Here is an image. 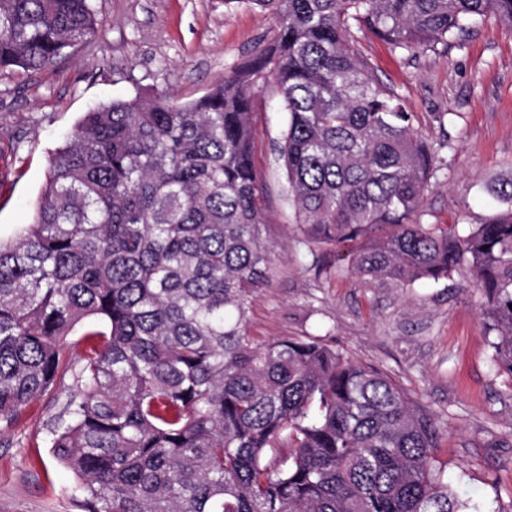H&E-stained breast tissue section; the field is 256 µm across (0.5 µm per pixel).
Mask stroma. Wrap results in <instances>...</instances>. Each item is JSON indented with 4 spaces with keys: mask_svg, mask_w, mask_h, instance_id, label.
<instances>
[{
    "mask_svg": "<svg viewBox=\"0 0 512 512\" xmlns=\"http://www.w3.org/2000/svg\"><path fill=\"white\" fill-rule=\"evenodd\" d=\"M103 21L92 41L36 72L0 74V235L28 223L50 151L81 113L152 89L189 101L205 94L277 24L224 0H92ZM359 54L413 112L438 150L417 223L467 237L494 203L489 184L512 172V30L488 19L419 56L369 34ZM267 235L268 283L255 298L256 341L312 337L391 374L448 432L438 451L449 478L463 476L485 512H512V378L496 372L489 320L469 266L408 285L363 279L342 254L307 238L288 203L271 150L286 117L273 89L254 116ZM58 381L0 438V512H70L75 477L49 452L47 424L71 385Z\"/></svg>",
    "mask_w": 512,
    "mask_h": 512,
    "instance_id": "stroma-1",
    "label": "stroma"
}]
</instances>
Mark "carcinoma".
<instances>
[{
    "mask_svg": "<svg viewBox=\"0 0 512 512\" xmlns=\"http://www.w3.org/2000/svg\"><path fill=\"white\" fill-rule=\"evenodd\" d=\"M224 3L278 24L199 98L155 90L84 113L32 221L0 238V433L70 371L48 430L81 512H483L436 458L446 429L390 374L314 338H250L272 252L253 115L273 85L295 222L358 245L355 275L471 267L512 378V174L466 238L414 223L437 151L351 39L357 25L414 56L486 18L512 29V0ZM101 26L90 0H0V69L40 70Z\"/></svg>",
    "mask_w": 512,
    "mask_h": 512,
    "instance_id": "1",
    "label": "carcinoma"
}]
</instances>
